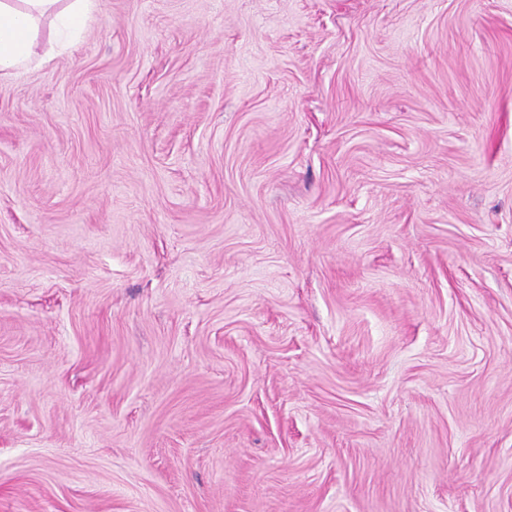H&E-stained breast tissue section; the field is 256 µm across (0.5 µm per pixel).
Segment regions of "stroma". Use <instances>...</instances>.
<instances>
[{
  "label": "stroma",
  "instance_id": "obj_1",
  "mask_svg": "<svg viewBox=\"0 0 512 512\" xmlns=\"http://www.w3.org/2000/svg\"><path fill=\"white\" fill-rule=\"evenodd\" d=\"M0 512H512V0H98L1 79Z\"/></svg>",
  "mask_w": 512,
  "mask_h": 512
}]
</instances>
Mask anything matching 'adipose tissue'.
<instances>
[{
	"label": "adipose tissue",
	"mask_w": 512,
	"mask_h": 512,
	"mask_svg": "<svg viewBox=\"0 0 512 512\" xmlns=\"http://www.w3.org/2000/svg\"><path fill=\"white\" fill-rule=\"evenodd\" d=\"M98 0H0V79L66 53L91 27Z\"/></svg>",
	"instance_id": "adipose-tissue-1"
}]
</instances>
